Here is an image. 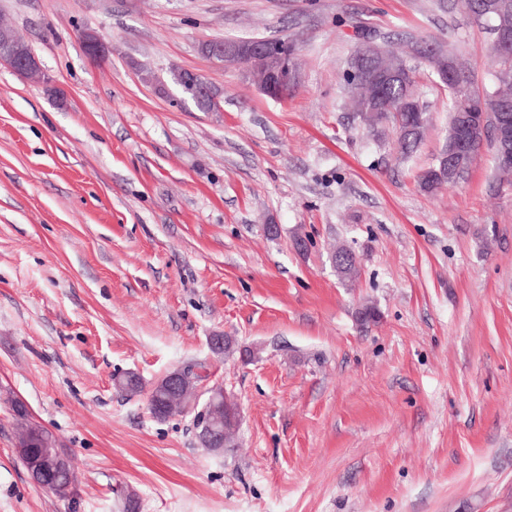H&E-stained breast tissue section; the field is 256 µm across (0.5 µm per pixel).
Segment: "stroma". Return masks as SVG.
<instances>
[{
    "label": "stroma",
    "instance_id": "stroma-1",
    "mask_svg": "<svg viewBox=\"0 0 512 512\" xmlns=\"http://www.w3.org/2000/svg\"><path fill=\"white\" fill-rule=\"evenodd\" d=\"M0 19L55 83L0 65V512H512V183L485 149L422 192L447 90L420 68L430 123L399 160L342 77L372 36L443 45L485 79L484 24L459 0H0ZM272 36L301 45L283 100L199 49ZM145 66L169 88L203 75L222 111L159 94ZM188 363L239 405L235 447L151 416L148 389ZM130 371L142 392L115 387ZM19 404L73 497L31 479ZM79 40L87 57L93 61L104 58L109 47L93 31H82Z\"/></svg>",
    "mask_w": 512,
    "mask_h": 512
}]
</instances>
